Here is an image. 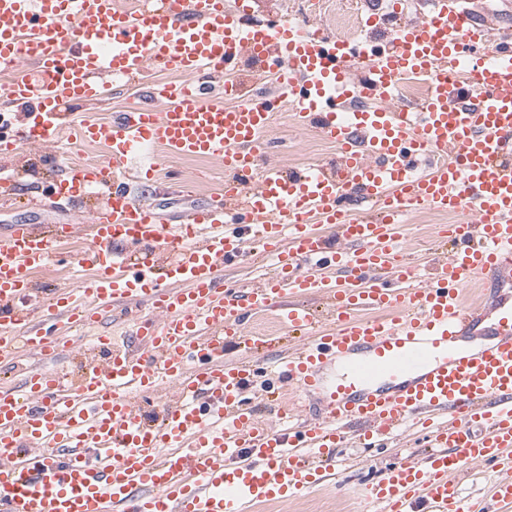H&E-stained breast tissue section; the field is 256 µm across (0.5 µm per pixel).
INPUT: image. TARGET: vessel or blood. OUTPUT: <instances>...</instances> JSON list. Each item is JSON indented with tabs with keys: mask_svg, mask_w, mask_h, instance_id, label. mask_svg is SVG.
<instances>
[{
	"mask_svg": "<svg viewBox=\"0 0 512 512\" xmlns=\"http://www.w3.org/2000/svg\"><path fill=\"white\" fill-rule=\"evenodd\" d=\"M251 0H0V97L28 104L0 155L52 142L64 104L100 102L111 79L157 88L166 109L135 105L81 139L108 163L64 169L56 203L90 197L89 224H12L0 231V362L22 367L0 388V512H250L322 486L349 434L380 446L403 424L434 451L400 459L367 487L386 512H512V44L493 38L462 0H432L404 20L393 0L385 35L326 34L282 17L249 26ZM427 87L404 105L405 80ZM290 111L336 146L299 171L259 166L276 112ZM224 166V196L177 224L131 197L154 180L148 148ZM428 209L456 216L449 251L408 261L401 219ZM90 276L42 289L78 231ZM271 271L256 288H225L224 268L253 251ZM495 280L493 305L471 296ZM324 297L323 322L302 297ZM274 308L304 343L263 371L271 350L251 331ZM89 335L91 361L71 375L62 337L40 311ZM112 318L130 338L93 333ZM486 337L467 351L460 339ZM246 360L227 361L228 345ZM341 372L326 379L329 366ZM172 395L146 410L141 398ZM315 395L312 420L279 401ZM276 398L256 419L252 394ZM493 473L491 497L458 479Z\"/></svg>",
	"mask_w": 512,
	"mask_h": 512,
	"instance_id": "b4317fda",
	"label": "vessel or blood"
}]
</instances>
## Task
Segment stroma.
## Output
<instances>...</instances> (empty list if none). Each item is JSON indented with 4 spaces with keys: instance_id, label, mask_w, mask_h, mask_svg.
<instances>
[{
    "instance_id": "obj_1",
    "label": "stroma",
    "mask_w": 512,
    "mask_h": 512,
    "mask_svg": "<svg viewBox=\"0 0 512 512\" xmlns=\"http://www.w3.org/2000/svg\"><path fill=\"white\" fill-rule=\"evenodd\" d=\"M138 88L117 91L111 99L97 104H70L67 126L59 133L57 145L64 153L66 164L95 165L108 162L106 149L80 141L78 133L84 122L103 123L115 113L124 111L138 98ZM274 147L269 154L271 164L284 168H299L311 162L332 160L336 147L316 131L296 127L289 117H281L270 129ZM37 147L23 148L7 159L0 158V167L15 169L20 175V188L13 204L0 208L2 224H83L86 223L93 202L86 201L62 209L50 207L48 186L52 180L44 172ZM148 162L157 164L160 183L155 187L135 185L131 192L135 198L158 204L161 213L173 217L194 205L209 202L212 194L224 188V168L219 163L205 158H178L152 151ZM195 184L192 197L177 194L180 183ZM452 215L422 211L411 217L406 234V245L414 261L420 262L429 256L438 233L453 223ZM428 450L423 441H414L410 430L399 432L392 447L384 454L374 449L355 445L340 449L343 466L337 470L329 485L322 490L306 492L297 496L264 505L261 512H360L361 505L353 490L369 475L375 474L392 459L411 453L421 457Z\"/></svg>"
}]
</instances>
